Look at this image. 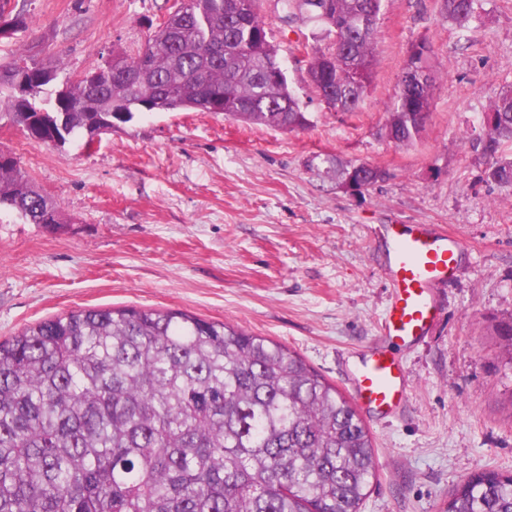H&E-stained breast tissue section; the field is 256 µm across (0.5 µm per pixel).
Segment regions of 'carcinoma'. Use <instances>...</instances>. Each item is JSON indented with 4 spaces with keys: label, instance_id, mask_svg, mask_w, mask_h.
<instances>
[{
    "label": "carcinoma",
    "instance_id": "1",
    "mask_svg": "<svg viewBox=\"0 0 512 512\" xmlns=\"http://www.w3.org/2000/svg\"><path fill=\"white\" fill-rule=\"evenodd\" d=\"M330 39L307 53L328 108L354 112L376 65L383 0H279ZM481 0H443L463 26ZM0 0V38L25 28ZM26 68H19V64ZM401 76L384 126L414 144L432 82ZM64 73L21 47L0 65V120L27 138L89 149L117 123L155 112H212L290 132L310 120L268 38L257 0H174L137 54L119 51ZM473 139L484 180L512 188V85ZM386 172L368 164L336 163ZM30 224L61 223L18 158L0 151V205ZM376 477L372 437L355 406L295 352L266 337L180 310L88 308L0 341V512H360ZM444 512H512V473L474 474Z\"/></svg>",
    "mask_w": 512,
    "mask_h": 512
}]
</instances>
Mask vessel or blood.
Listing matches in <instances>:
<instances>
[{
    "label": "vessel or blood",
    "instance_id": "vessel-or-blood-1",
    "mask_svg": "<svg viewBox=\"0 0 512 512\" xmlns=\"http://www.w3.org/2000/svg\"><path fill=\"white\" fill-rule=\"evenodd\" d=\"M390 235L384 272L391 297L380 322L388 344L366 355L352 374L354 398L369 416L392 414L406 401L405 370L390 347L428 333L439 314L433 292L452 278L465 250L457 237L423 225Z\"/></svg>",
    "mask_w": 512,
    "mask_h": 512
}]
</instances>
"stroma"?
I'll return each instance as SVG.
<instances>
[{
	"mask_svg": "<svg viewBox=\"0 0 512 512\" xmlns=\"http://www.w3.org/2000/svg\"><path fill=\"white\" fill-rule=\"evenodd\" d=\"M28 26L0 39V64L32 46L81 74L118 49L133 54L167 0H16ZM257 9L308 110L288 132L209 112L136 117L91 148L27 140L0 121L15 154L57 203L58 230L0 209V340L80 308L182 310L267 337L346 391L342 358L379 340L390 298L384 227L428 224L467 251L434 292L441 317L398 347L409 402L367 420L377 478L362 512H443L452 490L482 471L512 472V189L483 181L472 140L499 90L512 85V0H485L457 27L442 0H384L371 87L353 112H333L307 74L315 30ZM428 39L436 85L419 139L385 136L410 45ZM387 171L350 192L330 160Z\"/></svg>",
	"mask_w": 512,
	"mask_h": 512,
	"instance_id": "stroma-1",
	"label": "stroma"
}]
</instances>
